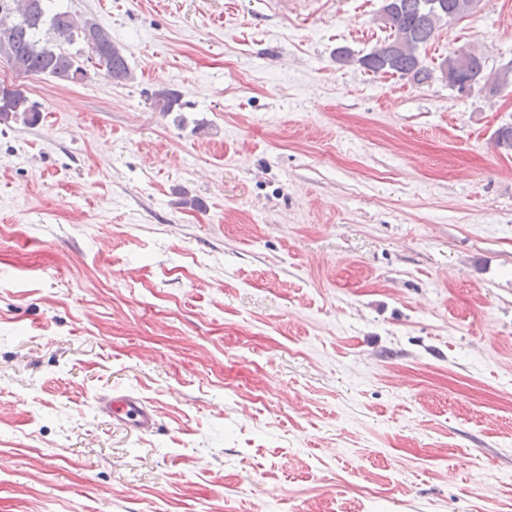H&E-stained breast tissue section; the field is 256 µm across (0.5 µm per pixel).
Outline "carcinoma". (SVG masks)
Instances as JSON below:
<instances>
[{
	"label": "carcinoma",
	"mask_w": 512,
	"mask_h": 512,
	"mask_svg": "<svg viewBox=\"0 0 512 512\" xmlns=\"http://www.w3.org/2000/svg\"><path fill=\"white\" fill-rule=\"evenodd\" d=\"M29 0H0V58L10 68L25 76L49 75L70 81L73 76L84 79L86 63L116 85L129 81L131 69L112 37L90 18H76L78 29L66 23L67 11L47 14L46 7L29 10ZM426 0H392L389 35L358 63L367 72L377 76L396 75L418 82L433 76V70L423 63L421 49L435 32L448 23L465 17L468 0H439L442 7L427 10ZM85 48L72 49L77 42ZM468 64L458 63V52L445 57L438 65L441 80L451 84L469 81L488 88L492 94L512 85V66H500L487 71L485 57L473 50L466 52ZM180 102V95L171 90L155 94L154 106L162 112H171ZM36 106L20 89H8L0 81V122L21 120L31 126L39 121ZM495 146L512 152V125H504L494 132Z\"/></svg>",
	"instance_id": "carcinoma-1"
}]
</instances>
